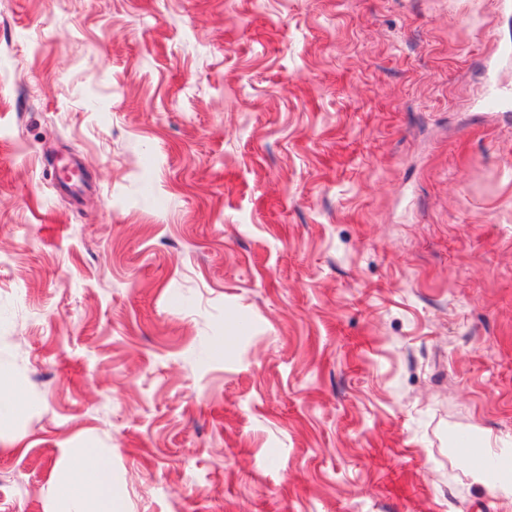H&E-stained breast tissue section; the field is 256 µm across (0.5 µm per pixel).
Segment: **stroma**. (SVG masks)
<instances>
[{
  "label": "stroma",
  "mask_w": 512,
  "mask_h": 512,
  "mask_svg": "<svg viewBox=\"0 0 512 512\" xmlns=\"http://www.w3.org/2000/svg\"><path fill=\"white\" fill-rule=\"evenodd\" d=\"M492 85L512 0H0V512L86 447L125 512H512Z\"/></svg>",
  "instance_id": "1"
}]
</instances>
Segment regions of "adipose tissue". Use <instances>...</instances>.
I'll return each mask as SVG.
<instances>
[{
  "label": "adipose tissue",
  "mask_w": 512,
  "mask_h": 512,
  "mask_svg": "<svg viewBox=\"0 0 512 512\" xmlns=\"http://www.w3.org/2000/svg\"><path fill=\"white\" fill-rule=\"evenodd\" d=\"M59 512H124L112 481V461L97 448H76L56 482Z\"/></svg>",
  "instance_id": "1"
}]
</instances>
